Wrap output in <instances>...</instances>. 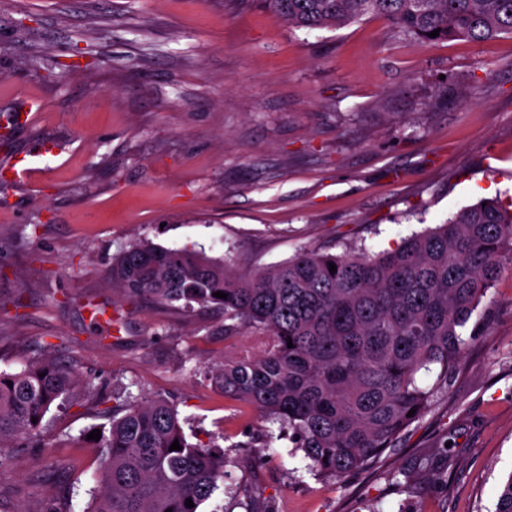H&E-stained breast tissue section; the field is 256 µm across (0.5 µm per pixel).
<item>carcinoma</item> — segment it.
<instances>
[{
  "label": "carcinoma",
  "mask_w": 512,
  "mask_h": 512,
  "mask_svg": "<svg viewBox=\"0 0 512 512\" xmlns=\"http://www.w3.org/2000/svg\"><path fill=\"white\" fill-rule=\"evenodd\" d=\"M294 29H336L382 17L403 35L474 42L512 34V0H259ZM439 30L431 38L428 33ZM336 265L330 273L329 264ZM512 268V206L488 199L397 248L369 254L303 250L270 267L238 272L234 260L141 240L122 249L111 276L131 299L186 312H224V335L255 336L210 368L224 396L255 407L323 479L341 480L397 447L429 407L419 374L448 376L467 347L462 329ZM222 291L227 298H217ZM293 347H288L287 342ZM82 385L51 357L0 371V457L39 434L51 406ZM413 416H408L411 409ZM94 442L100 491L86 512H199L224 482V454L188 441L177 408L157 395L125 397ZM182 450H169L173 442ZM191 499L194 507L186 506ZM494 512H512V474Z\"/></svg>",
  "instance_id": "carcinoma-1"
}]
</instances>
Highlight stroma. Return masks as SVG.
<instances>
[{
    "mask_svg": "<svg viewBox=\"0 0 512 512\" xmlns=\"http://www.w3.org/2000/svg\"><path fill=\"white\" fill-rule=\"evenodd\" d=\"M42 104L19 121L24 99ZM0 166L55 141L42 177L0 182V370L49 355L85 381L9 449L0 512H86L101 396L174 402L225 453L203 512H492L512 474V270L463 330L426 414L368 470L315 475L245 446L266 424L207 367L221 314L132 301L115 253L147 238L253 270L300 250H390L484 198L512 202V36L408 40L383 18L291 29L237 0H0Z\"/></svg>",
    "mask_w": 512,
    "mask_h": 512,
    "instance_id": "1",
    "label": "stroma"
}]
</instances>
